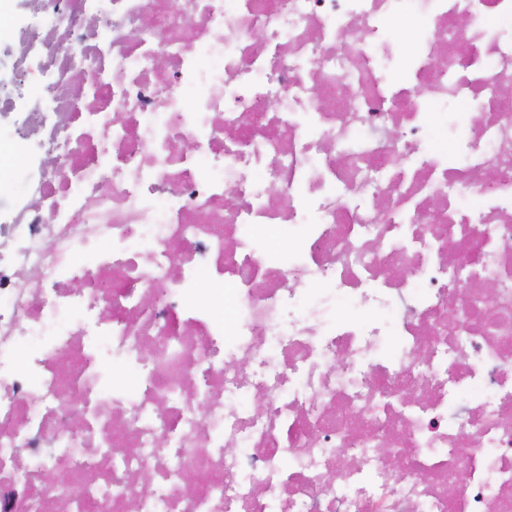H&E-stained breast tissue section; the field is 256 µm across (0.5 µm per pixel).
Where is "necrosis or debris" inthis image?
I'll use <instances>...</instances> for the list:
<instances>
[{
    "label": "necrosis or debris",
    "instance_id": "4bbe7bcc",
    "mask_svg": "<svg viewBox=\"0 0 512 512\" xmlns=\"http://www.w3.org/2000/svg\"><path fill=\"white\" fill-rule=\"evenodd\" d=\"M32 11L0 512H512V0Z\"/></svg>",
    "mask_w": 512,
    "mask_h": 512
}]
</instances>
